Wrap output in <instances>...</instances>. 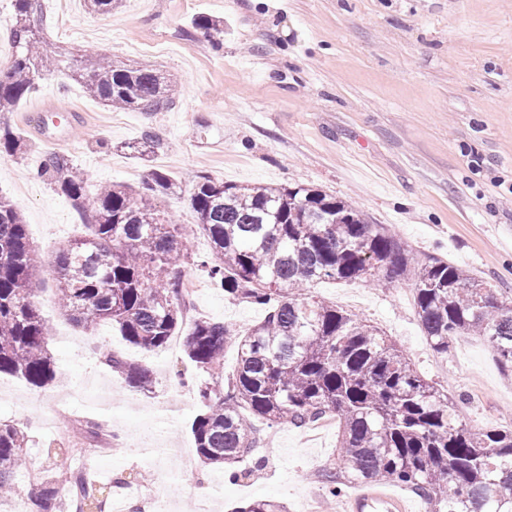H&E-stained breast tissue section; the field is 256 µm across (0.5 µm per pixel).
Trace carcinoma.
<instances>
[{"mask_svg":"<svg viewBox=\"0 0 512 512\" xmlns=\"http://www.w3.org/2000/svg\"><path fill=\"white\" fill-rule=\"evenodd\" d=\"M12 2L15 55L0 77V112L27 98L48 67L68 70L89 96L113 108L158 112L170 103L172 83L153 69L100 57L73 68L47 54L39 0ZM25 148L15 131L0 126V157ZM37 175L87 219V234L63 244L50 265L61 313L86 331L110 324L135 347L166 348L183 322L190 254L186 227L154 201L176 194V183L154 169L137 191L113 183L90 198L86 175L57 152L45 155ZM190 204L195 230L211 244V255L196 266L224 294L267 309L246 333L201 319L184 338L187 358L208 373L223 370L226 346L237 349L233 376L198 389L203 409L192 434L203 462L246 478L239 464L256 445L253 421L303 427L332 415L340 425L339 470L322 474L329 495L348 483L392 481L422 496L429 512H512V422L468 427L453 399L413 369L401 346L318 299L309 285L378 272L387 283L406 281L434 353L448 355L455 336H482L505 372H512V295L445 260L417 261L387 225L309 186L237 185L202 174ZM45 265L19 207L0 196V374L36 388L55 378L50 327L36 303ZM104 363L132 389L152 384L149 369L112 351ZM24 444L19 428L0 422V497L28 470ZM68 487L80 496V512L101 508L83 472L63 467L59 478L43 480L33 512H60ZM233 512L283 510L274 500L254 499Z\"/></svg>","mask_w":512,"mask_h":512,"instance_id":"cac0c4a2","label":"carcinoma"}]
</instances>
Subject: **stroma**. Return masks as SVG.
I'll return each mask as SVG.
<instances>
[{
	"label": "stroma",
	"instance_id": "35a3bbf8",
	"mask_svg": "<svg viewBox=\"0 0 512 512\" xmlns=\"http://www.w3.org/2000/svg\"><path fill=\"white\" fill-rule=\"evenodd\" d=\"M44 48L68 59L102 55L159 70L174 81L173 101L159 112L117 110L63 75H43L13 111L0 112L26 141V153L0 158V196L15 202L45 259L77 235L81 209L50 182L35 178L43 154L69 155L88 178L140 188L150 170L178 186L158 208L191 225L189 196L206 173L232 184L310 186L346 200L388 225L419 259L439 257L494 288L512 289V0H117L97 18L85 0H39ZM222 21L214 47L197 16ZM152 133V152L132 144ZM111 150L104 153L99 142ZM187 305L197 317L246 330L264 307L234 300L203 272ZM314 295L379 327L402 346L413 368L457 399L465 422L489 429L512 416V375L479 336L454 337L447 356L430 349L402 282L323 281ZM51 323L55 378L35 390L0 375V421L26 436L31 467L46 470L62 446L57 408L71 405L108 421L119 436L111 455L71 464L128 495L149 489L169 512H232L249 499H274L287 512H350L371 490L393 498L396 512H428L424 499L384 481L350 483L328 497L320 475L337 467V430L308 438L306 429L271 425L275 450L257 448L250 477L195 461L182 476L181 454H194L190 424L197 388L209 382L183 351L147 352L110 326L88 333L57 309L51 289L39 294ZM118 352L147 367L153 388L130 389L102 361ZM262 467H255V459ZM210 489L198 497L199 485Z\"/></svg>",
	"mask_w": 512,
	"mask_h": 512
}]
</instances>
